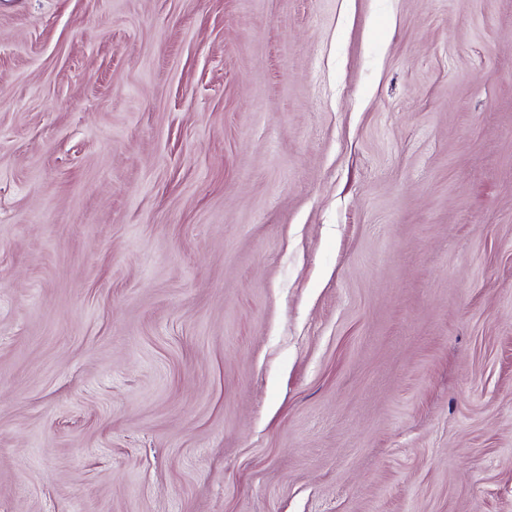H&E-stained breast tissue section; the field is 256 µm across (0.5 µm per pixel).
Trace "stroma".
Listing matches in <instances>:
<instances>
[{
    "label": "stroma",
    "instance_id": "stroma-1",
    "mask_svg": "<svg viewBox=\"0 0 512 512\" xmlns=\"http://www.w3.org/2000/svg\"><path fill=\"white\" fill-rule=\"evenodd\" d=\"M0 512H512V0H0Z\"/></svg>",
    "mask_w": 512,
    "mask_h": 512
}]
</instances>
